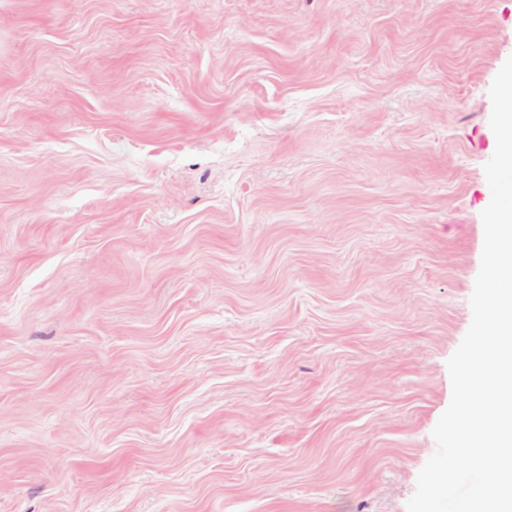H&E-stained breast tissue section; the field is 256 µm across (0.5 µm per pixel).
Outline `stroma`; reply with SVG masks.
I'll list each match as a JSON object with an SVG mask.
<instances>
[{"label":"stroma","instance_id":"1","mask_svg":"<svg viewBox=\"0 0 512 512\" xmlns=\"http://www.w3.org/2000/svg\"><path fill=\"white\" fill-rule=\"evenodd\" d=\"M511 56L512 0H0V512H407Z\"/></svg>","mask_w":512,"mask_h":512}]
</instances>
